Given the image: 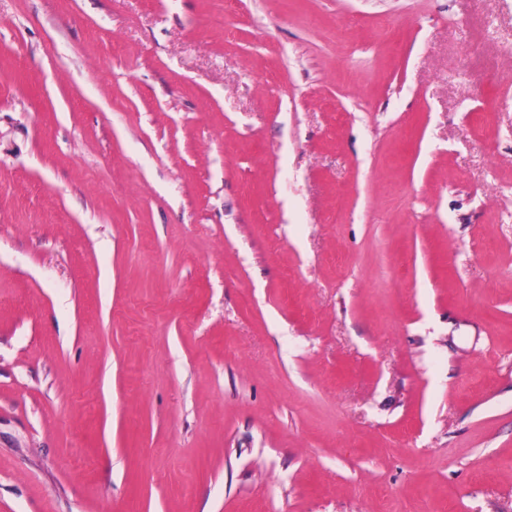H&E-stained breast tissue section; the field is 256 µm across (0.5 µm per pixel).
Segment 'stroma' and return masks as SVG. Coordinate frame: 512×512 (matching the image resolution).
Listing matches in <instances>:
<instances>
[{"instance_id": "obj_1", "label": "stroma", "mask_w": 512, "mask_h": 512, "mask_svg": "<svg viewBox=\"0 0 512 512\" xmlns=\"http://www.w3.org/2000/svg\"><path fill=\"white\" fill-rule=\"evenodd\" d=\"M0 512H512V0H0Z\"/></svg>"}]
</instances>
